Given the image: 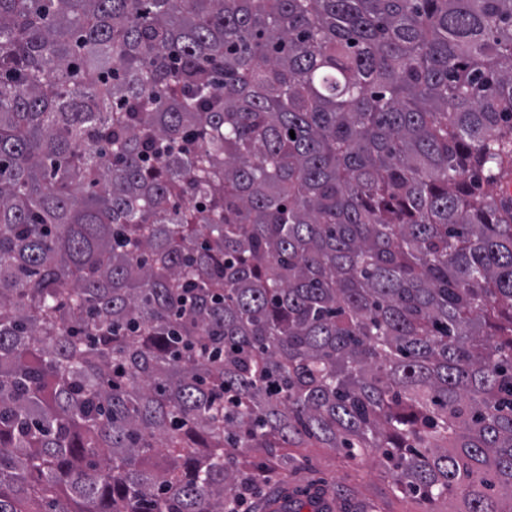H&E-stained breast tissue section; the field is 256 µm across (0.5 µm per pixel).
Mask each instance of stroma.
<instances>
[{"label": "stroma", "mask_w": 512, "mask_h": 512, "mask_svg": "<svg viewBox=\"0 0 512 512\" xmlns=\"http://www.w3.org/2000/svg\"><path fill=\"white\" fill-rule=\"evenodd\" d=\"M293 463L278 469L262 449L249 453V463L266 468L260 486L263 500L288 494L299 500L313 495L329 499L335 512H428L417 498L393 491L376 460L354 462L327 448H291Z\"/></svg>", "instance_id": "stroma-1"}]
</instances>
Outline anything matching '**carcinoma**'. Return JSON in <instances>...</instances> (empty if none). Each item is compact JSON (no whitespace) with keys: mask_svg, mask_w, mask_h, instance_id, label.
<instances>
[{"mask_svg":"<svg viewBox=\"0 0 512 512\" xmlns=\"http://www.w3.org/2000/svg\"><path fill=\"white\" fill-rule=\"evenodd\" d=\"M511 173L512 0H0V512H512ZM282 453L293 458L288 471L278 469L260 448L249 452L251 466L269 469L260 486L263 501L280 497L269 504L272 512L319 511L329 505L315 501L300 509L293 499L281 497L284 494L300 501L324 496L334 504V512H429L417 498L393 491L374 459L354 462L329 448L310 445L283 448Z\"/></svg>","mask_w":512,"mask_h":512,"instance_id":"carcinoma-1","label":"carcinoma"}]
</instances>
